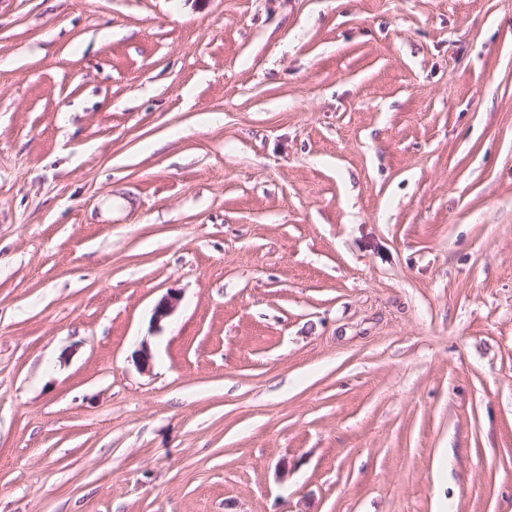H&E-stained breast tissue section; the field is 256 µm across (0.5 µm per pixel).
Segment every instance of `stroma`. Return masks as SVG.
<instances>
[{
    "instance_id": "35a3bbf8",
    "label": "stroma",
    "mask_w": 512,
    "mask_h": 512,
    "mask_svg": "<svg viewBox=\"0 0 512 512\" xmlns=\"http://www.w3.org/2000/svg\"><path fill=\"white\" fill-rule=\"evenodd\" d=\"M0 512H512V0H0Z\"/></svg>"
}]
</instances>
